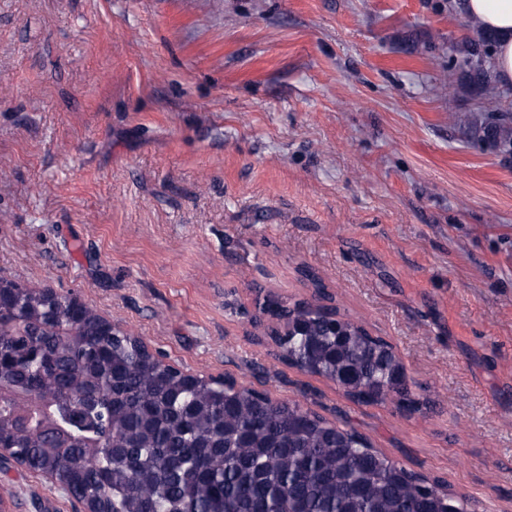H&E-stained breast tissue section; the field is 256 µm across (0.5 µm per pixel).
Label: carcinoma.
<instances>
[{"label":"carcinoma","mask_w":512,"mask_h":512,"mask_svg":"<svg viewBox=\"0 0 512 512\" xmlns=\"http://www.w3.org/2000/svg\"><path fill=\"white\" fill-rule=\"evenodd\" d=\"M480 31L460 59L471 86L498 96ZM512 151V133L491 127ZM0 442L31 473H52L94 512H435L444 484L400 471L367 439L297 402L164 371L123 329L73 294L51 299L0 276ZM304 330L282 347L301 371L357 402L387 387L394 356L339 312L297 307ZM96 402L77 410L73 398Z\"/></svg>","instance_id":"obj_1"}]
</instances>
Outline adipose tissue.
<instances>
[{
    "label": "adipose tissue",
    "mask_w": 512,
    "mask_h": 512,
    "mask_svg": "<svg viewBox=\"0 0 512 512\" xmlns=\"http://www.w3.org/2000/svg\"><path fill=\"white\" fill-rule=\"evenodd\" d=\"M455 10L496 39L492 70L502 87L512 86V0H453Z\"/></svg>",
    "instance_id": "adipose-tissue-1"
}]
</instances>
